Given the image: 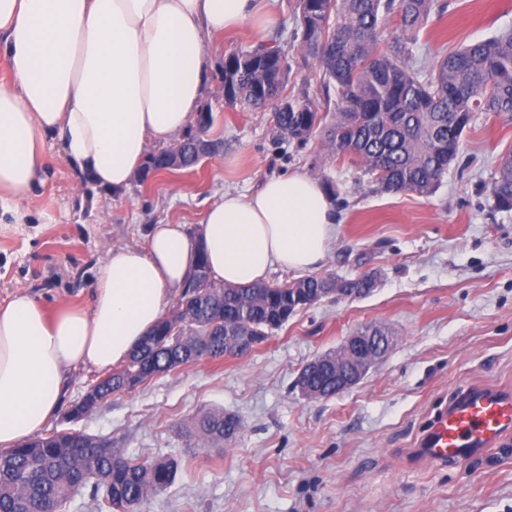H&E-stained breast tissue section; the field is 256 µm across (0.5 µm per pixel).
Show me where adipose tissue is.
Masks as SVG:
<instances>
[{"label": "adipose tissue", "instance_id": "obj_1", "mask_svg": "<svg viewBox=\"0 0 512 512\" xmlns=\"http://www.w3.org/2000/svg\"><path fill=\"white\" fill-rule=\"evenodd\" d=\"M272 20L269 0H0V230L27 223L20 201L57 160L97 188H128L152 144L195 122L208 42ZM335 236L331 198L297 171L224 192L200 233L156 224L145 246L109 248L89 307L51 313L17 291L0 306V448L57 415L66 370L127 361L187 287L198 252L216 281L239 286L316 267Z\"/></svg>", "mask_w": 512, "mask_h": 512}]
</instances>
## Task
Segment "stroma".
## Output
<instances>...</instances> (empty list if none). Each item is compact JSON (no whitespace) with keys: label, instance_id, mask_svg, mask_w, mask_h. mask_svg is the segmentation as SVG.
<instances>
[{"label":"stroma","instance_id":"obj_1","mask_svg":"<svg viewBox=\"0 0 512 512\" xmlns=\"http://www.w3.org/2000/svg\"><path fill=\"white\" fill-rule=\"evenodd\" d=\"M446 2L417 35L420 61L512 29V0ZM296 10L297 0H275L267 32L285 45L284 92L295 96L319 83L294 39ZM257 41L245 27L214 42L204 101L215 115L209 137L223 148L195 168L137 177L119 193L78 186L65 164L50 169L25 202L31 223L0 233V304L25 290L51 311L88 306L107 247L145 245L159 223L198 232L224 191L247 194L294 170L333 187L336 238L315 275L373 273L374 290L325 297L243 355L157 375L78 421L53 419L48 431L109 440L127 458L176 459L174 483L139 512H512V453L435 465L415 451L461 391H512V211L493 209L486 192L497 157L512 148V119L479 116L430 195L386 193L354 158L330 157L321 135L275 147L270 111L216 99L225 53ZM365 326L388 332L387 355L347 391L303 398L302 367ZM214 409L241 420L239 435L188 437Z\"/></svg>","mask_w":512,"mask_h":512}]
</instances>
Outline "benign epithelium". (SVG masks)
<instances>
[{"instance_id":"benign-epithelium-1","label":"benign epithelium","mask_w":512,"mask_h":512,"mask_svg":"<svg viewBox=\"0 0 512 512\" xmlns=\"http://www.w3.org/2000/svg\"><path fill=\"white\" fill-rule=\"evenodd\" d=\"M389 336L380 328H361L334 350L309 362L299 373L301 395L308 400L321 397L320 391L310 385L309 376L316 372L336 373V393L340 394L358 383L386 354Z\"/></svg>"}]
</instances>
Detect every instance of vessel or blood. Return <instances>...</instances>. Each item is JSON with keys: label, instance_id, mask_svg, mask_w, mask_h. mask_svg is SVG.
I'll return each mask as SVG.
<instances>
[{"label": "vessel or blood", "instance_id": "obj_1", "mask_svg": "<svg viewBox=\"0 0 512 512\" xmlns=\"http://www.w3.org/2000/svg\"><path fill=\"white\" fill-rule=\"evenodd\" d=\"M512 438V393L468 390L432 423L419 443L422 457L441 463L463 460Z\"/></svg>", "mask_w": 512, "mask_h": 512}]
</instances>
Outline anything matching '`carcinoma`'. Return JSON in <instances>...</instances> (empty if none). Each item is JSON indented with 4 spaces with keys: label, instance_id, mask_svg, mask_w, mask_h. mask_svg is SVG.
Segmentation results:
<instances>
[{
    "label": "carcinoma",
    "instance_id": "obj_1",
    "mask_svg": "<svg viewBox=\"0 0 512 512\" xmlns=\"http://www.w3.org/2000/svg\"><path fill=\"white\" fill-rule=\"evenodd\" d=\"M299 49L319 66L324 96L336 93L337 112L325 130L331 155L356 158L365 174L388 192L432 193L460 152L463 133L481 113L512 117V32L464 45L437 56L431 67L417 64L416 35L439 0H299ZM396 19L400 35L382 46V33ZM290 72L278 38L224 54V103L272 111L276 144H304L327 114L307 93L281 95ZM148 154L140 177L197 165L191 131L175 146ZM488 191L494 207L512 210V149L496 161ZM334 278L307 276L292 283L255 282L227 286L214 281L199 257L172 314L163 317L133 351L100 400L201 359L221 360L235 351L230 339L242 332L267 337L310 300L329 294ZM222 410L193 425V436L219 443L233 437ZM172 458L136 461L112 454L96 438L78 441L65 431L27 440L0 452V512H63L75 497L106 501L123 512L133 501L166 490L175 481Z\"/></svg>",
    "mask_w": 512,
    "mask_h": 512
}]
</instances>
